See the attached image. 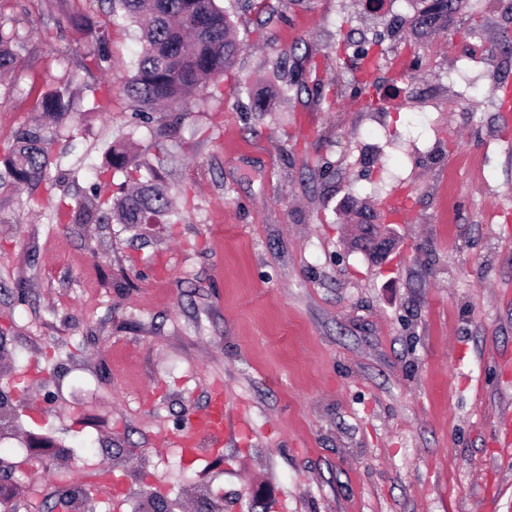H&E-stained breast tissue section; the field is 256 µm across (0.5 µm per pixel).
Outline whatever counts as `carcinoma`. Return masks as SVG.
Returning a JSON list of instances; mask_svg holds the SVG:
<instances>
[{
  "instance_id": "1",
  "label": "carcinoma",
  "mask_w": 512,
  "mask_h": 512,
  "mask_svg": "<svg viewBox=\"0 0 512 512\" xmlns=\"http://www.w3.org/2000/svg\"><path fill=\"white\" fill-rule=\"evenodd\" d=\"M112 11L140 27L141 50L134 63V74L124 87L128 97L148 112L165 103L171 112H179L187 99L204 89L203 80L224 75L233 64L241 45L228 36L231 19L215 0H108ZM458 0H435L432 9L419 13L416 27L432 24L434 15L456 11ZM23 46L15 33L0 30V73L11 70L17 51ZM86 56L97 67L108 61L105 38L94 36ZM72 107L68 89L44 93L39 108L45 120L56 121ZM42 127L26 130L17 138L16 147L4 160V173L17 184L44 179L50 165L46 137ZM106 171L120 172L127 184L136 186L113 203V214L120 224H153L172 211L164 190L155 182L153 167L130 154L126 148H112L106 157ZM102 203L97 195L76 197L57 209L56 219L66 216L74 224H94L101 220Z\"/></svg>"
}]
</instances>
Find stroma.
I'll list each match as a JSON object with an SVG mask.
<instances>
[{
	"instance_id": "35a3bbf8",
	"label": "stroma",
	"mask_w": 512,
	"mask_h": 512,
	"mask_svg": "<svg viewBox=\"0 0 512 512\" xmlns=\"http://www.w3.org/2000/svg\"><path fill=\"white\" fill-rule=\"evenodd\" d=\"M431 2L219 0L242 51L166 137L169 113L142 117L123 91L133 24L100 0H0V29L24 39L0 78V158L40 125L42 92L75 94L50 180L0 179L10 506L39 482L34 512H62L57 469L106 466L123 512H152L153 491L171 512H512V12L469 0L413 31ZM79 15L107 38L104 68ZM406 41L420 62L378 71L373 111L350 63ZM313 64L326 101L283 93L280 68ZM118 143L156 167L170 223H57L63 197L112 201L121 176L92 169ZM401 191L400 243L375 257L357 221ZM218 381L248 431L185 460L166 437Z\"/></svg>"
}]
</instances>
